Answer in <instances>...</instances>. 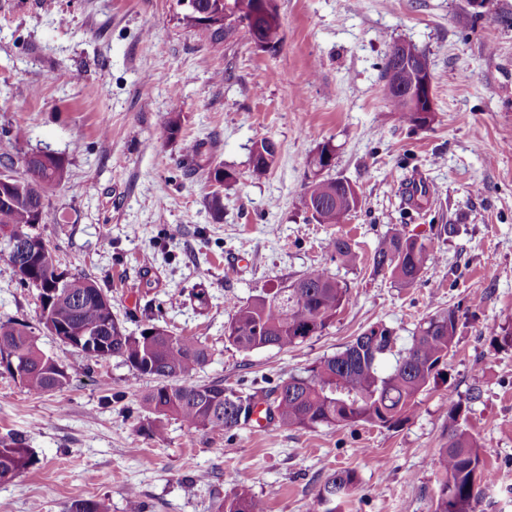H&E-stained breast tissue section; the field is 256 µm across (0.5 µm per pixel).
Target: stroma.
<instances>
[{
  "mask_svg": "<svg viewBox=\"0 0 512 512\" xmlns=\"http://www.w3.org/2000/svg\"><path fill=\"white\" fill-rule=\"evenodd\" d=\"M275 6L278 51L238 36L218 56L183 26L174 0H0V156L18 164L47 148L64 159L67 178L49 197L56 219L37 233L61 269L111 297L128 332L157 324L204 340L211 356L195 382L243 391L275 383L380 323L404 348L427 315L454 307L444 380L395 430L192 433L172 420L154 442L136 435L153 379L132 381L116 358L86 363L41 330L42 350L75 374L42 395L0 374V440L25 436L37 459L0 484V512L35 503L63 512L91 497L108 498L112 512H139L143 501L155 512H214L244 472L265 512H316L326 477L344 469L359 488L342 512H433L452 395L469 398L466 425L493 475L475 512H512V347L489 341L492 328L512 327V0L480 9L469 0ZM399 42L428 59L435 112L424 128L402 122L383 96L385 55ZM172 117L179 131L170 135ZM264 138L278 153L257 179L251 153ZM190 140L232 175L221 212L205 171L181 165ZM326 143L330 176L362 199L342 224L315 223L300 204L309 158ZM414 182L428 195L408 198ZM443 224L457 233L438 236ZM396 231L443 254L410 286L373 265L380 240ZM336 237L351 243L353 265L331 260L326 244ZM319 265L348 289L322 333L285 350L243 351L225 339L229 299L247 301ZM194 288L205 289L206 304L187 298ZM37 295L0 258V320L36 324ZM190 471L206 480L188 491L181 479Z\"/></svg>",
  "mask_w": 512,
  "mask_h": 512,
  "instance_id": "obj_1",
  "label": "stroma"
}]
</instances>
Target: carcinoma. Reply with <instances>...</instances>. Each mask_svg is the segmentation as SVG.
Masks as SVG:
<instances>
[{
    "label": "carcinoma",
    "instance_id": "carcinoma-1",
    "mask_svg": "<svg viewBox=\"0 0 512 512\" xmlns=\"http://www.w3.org/2000/svg\"><path fill=\"white\" fill-rule=\"evenodd\" d=\"M260 2L176 0V7L184 25L204 36L215 54L223 53L230 39L224 30L228 17L240 22L256 20L257 33L268 50L275 51L283 42L281 24L256 18ZM408 49L406 56L395 47L386 54L383 91L389 108L403 122L422 128L427 125V117L411 111L407 91L416 78V57L423 52L411 44ZM270 145L275 142L269 138L254 145L252 176L258 179L266 176L275 162L277 151L269 150ZM183 153L187 167L192 171L206 169L207 179L218 189L230 180L222 165L209 161L204 143L187 142ZM333 154V147L327 143L311 158L316 179L301 197L303 211L318 224H342L360 204L349 181L320 177L322 169L330 168ZM37 156L33 165L22 167L20 172L13 169L11 159L0 161V231L11 232L12 237L23 239L33 248L31 272L19 282L39 290L40 304L52 302V323L40 322L43 329L89 360L119 358L134 379L157 380L140 401L138 434L162 441L165 421L170 418L189 431L229 433L253 422L261 406L266 417L289 428L363 423L396 429L409 419L418 395L441 376L440 365L453 347L460 321L459 310L451 307L419 324L411 345L398 353L387 374L380 373L378 367L392 353L396 336L380 324L356 336L342 351L309 364L269 389L243 392L222 382H194L193 376L210 357L208 346L199 337L155 324L137 334L130 333L112 314L111 299L94 280L75 274L65 277L58 271L54 250L33 229L51 219L47 200L63 184L67 170L63 160L52 152L41 151ZM327 250L344 265L355 259L351 244L342 238L330 239ZM439 257V252L425 242L395 232L380 241L373 261L377 270L412 285L425 266ZM346 299L347 289L327 268L311 267L289 285L270 288L244 303L230 302L233 314L224 335L244 351L287 349L321 333ZM5 353L20 372L19 383L35 393L61 391L72 379L67 367L40 348L33 327L24 322L0 321V356ZM14 370L4 367L12 377ZM448 406L451 424L448 442L437 458L441 478L433 512H474L478 489L489 483L490 473L484 468L475 437L458 423L464 402L450 393ZM35 463L23 437L0 440L1 483L11 481ZM358 482L353 470L330 474L317 494L322 512H342V504L357 490ZM66 512H111V504L106 498L77 499L67 505ZM215 512H264V507L243 480L240 491L222 500Z\"/></svg>",
    "mask_w": 512,
    "mask_h": 512
}]
</instances>
